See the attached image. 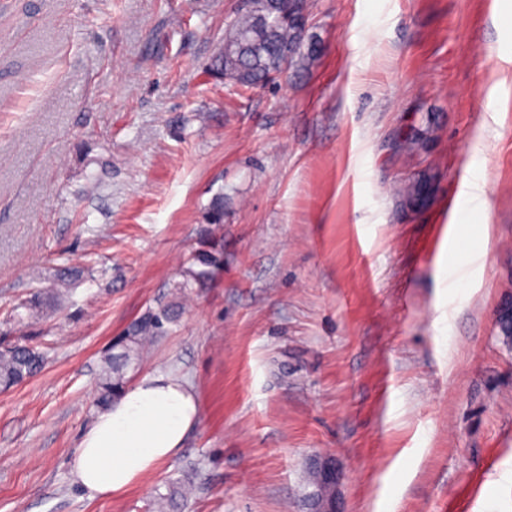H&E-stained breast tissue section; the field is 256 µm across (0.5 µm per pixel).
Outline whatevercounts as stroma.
I'll return each mask as SVG.
<instances>
[{
  "label": "stroma",
  "instance_id": "35a3bbf8",
  "mask_svg": "<svg viewBox=\"0 0 512 512\" xmlns=\"http://www.w3.org/2000/svg\"><path fill=\"white\" fill-rule=\"evenodd\" d=\"M311 3L318 60L245 89L209 72L240 0H0V342L46 354L0 391V512H152L176 480L185 512H304L327 459L343 512H512V0ZM476 167L485 207L449 229ZM424 173L415 211L396 188ZM204 237L224 268L190 285ZM169 301L137 374L188 381L199 422L88 498L104 353Z\"/></svg>",
  "mask_w": 512,
  "mask_h": 512
}]
</instances>
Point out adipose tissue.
<instances>
[{
	"label": "adipose tissue",
	"mask_w": 512,
	"mask_h": 512,
	"mask_svg": "<svg viewBox=\"0 0 512 512\" xmlns=\"http://www.w3.org/2000/svg\"><path fill=\"white\" fill-rule=\"evenodd\" d=\"M199 415V395L182 377H142L83 433L71 461L77 483L92 498L126 492L178 453Z\"/></svg>",
	"instance_id": "obj_1"
}]
</instances>
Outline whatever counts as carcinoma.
I'll return each instance as SVG.
<instances>
[{
	"label": "carcinoma",
	"mask_w": 512,
	"mask_h": 512,
	"mask_svg": "<svg viewBox=\"0 0 512 512\" xmlns=\"http://www.w3.org/2000/svg\"><path fill=\"white\" fill-rule=\"evenodd\" d=\"M300 13H310V0H243V7L226 24L224 54L213 58L210 72L224 75L229 83L245 88L262 87L275 80V73L289 64L307 70L319 57L321 42L311 32L303 33L295 23ZM430 129H414L403 141L404 150L419 151ZM431 177L423 175L401 188L407 205L417 208L428 203ZM200 269L188 271L191 282L212 277L224 267L223 251L215 245L205 244L193 256ZM179 305L167 302L148 312L128 328L116 342L117 353L107 352L97 382L96 406L104 409L118 399L124 385L125 374L139 357V350L162 334L165 325L178 315ZM44 355L27 344L7 343L0 346V387L7 389L33 377L42 367ZM186 494L179 487L169 495L158 497V512H172L178 508L177 498Z\"/></svg>",
	"instance_id": "obj_1"
}]
</instances>
